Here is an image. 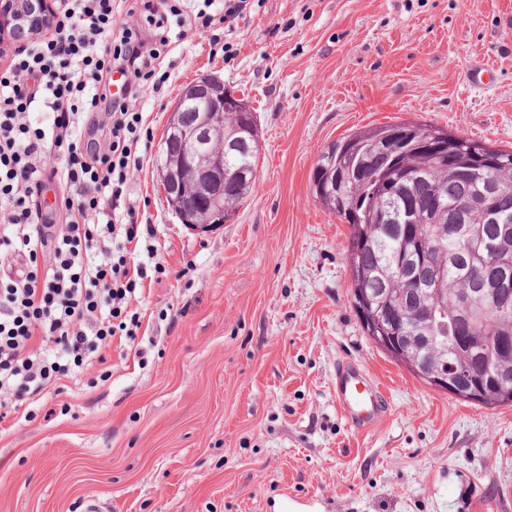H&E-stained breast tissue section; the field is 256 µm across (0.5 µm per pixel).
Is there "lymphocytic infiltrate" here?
Returning a JSON list of instances; mask_svg holds the SVG:
<instances>
[{"mask_svg":"<svg viewBox=\"0 0 512 512\" xmlns=\"http://www.w3.org/2000/svg\"><path fill=\"white\" fill-rule=\"evenodd\" d=\"M143 9L152 33L127 28L112 42V0H62L52 31L0 70V420L57 381L80 383L113 337L135 342L143 282L168 275L134 261L132 247L153 252L155 232L124 198L150 142L135 103L161 55L185 39L189 13L181 0L165 13L154 0ZM115 71L127 83L111 99ZM38 108L48 127L32 124ZM101 109L111 126L98 152L84 133ZM52 153L61 167L48 168ZM48 181L62 192L57 214L35 200Z\"/></svg>","mask_w":512,"mask_h":512,"instance_id":"1","label":"lymphocytic infiltrate"}]
</instances>
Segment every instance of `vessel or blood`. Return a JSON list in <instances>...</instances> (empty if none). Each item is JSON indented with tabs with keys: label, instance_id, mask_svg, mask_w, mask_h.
Here are the masks:
<instances>
[{
	"label": "vessel or blood",
	"instance_id": "1",
	"mask_svg": "<svg viewBox=\"0 0 512 512\" xmlns=\"http://www.w3.org/2000/svg\"><path fill=\"white\" fill-rule=\"evenodd\" d=\"M335 392L336 405L354 430L371 429L389 413L384 393L356 363L343 361L337 364Z\"/></svg>",
	"mask_w": 512,
	"mask_h": 512
}]
</instances>
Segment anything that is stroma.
<instances>
[{
  "mask_svg": "<svg viewBox=\"0 0 512 512\" xmlns=\"http://www.w3.org/2000/svg\"><path fill=\"white\" fill-rule=\"evenodd\" d=\"M479 62L494 73L476 89ZM159 68L128 197L169 275L144 290L136 345L0 422V512H512V406L435 390L365 335L350 227L311 184L325 148L382 124L512 150V0H255ZM207 75L250 101L260 152L246 203L200 232L172 215L156 159ZM343 360L390 402L371 430L337 408Z\"/></svg>",
  "mask_w": 512,
  "mask_h": 512,
  "instance_id": "35a3bbf8",
  "label": "stroma"
}]
</instances>
